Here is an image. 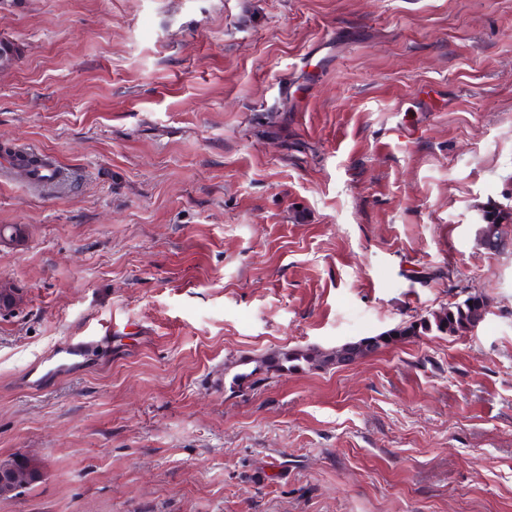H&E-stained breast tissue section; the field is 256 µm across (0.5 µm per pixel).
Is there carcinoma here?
Masks as SVG:
<instances>
[{"label":"carcinoma","mask_w":512,"mask_h":512,"mask_svg":"<svg viewBox=\"0 0 512 512\" xmlns=\"http://www.w3.org/2000/svg\"><path fill=\"white\" fill-rule=\"evenodd\" d=\"M512 222V209L494 207L486 211L485 221L479 225L477 236L481 244H489L492 238H499L498 224ZM486 299L477 293L469 294L458 302H452L440 309L432 311L414 320L406 321L396 328L378 336L364 337L354 342L346 343L335 350L324 353L316 350H288L278 355L260 360L249 372L238 373L233 377L232 386L238 391L253 390L265 381L256 377L257 372L264 374L292 371L301 368L305 363L310 368L322 369L339 365L348 361L362 359L381 348L402 341H410L431 333L465 336L483 320Z\"/></svg>","instance_id":"1"}]
</instances>
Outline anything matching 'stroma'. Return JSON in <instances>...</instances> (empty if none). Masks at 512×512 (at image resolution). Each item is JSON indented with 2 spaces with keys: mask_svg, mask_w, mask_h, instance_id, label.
Instances as JSON below:
<instances>
[{
  "mask_svg": "<svg viewBox=\"0 0 512 512\" xmlns=\"http://www.w3.org/2000/svg\"><path fill=\"white\" fill-rule=\"evenodd\" d=\"M1 37L0 459L44 477L0 512H512V0H6ZM463 290L474 333L229 389ZM502 221L512 222V209H506L502 207H493L491 210L486 211L485 221L483 224H478L477 236L479 241L483 245H489L491 238L501 240L508 246L512 245V238L508 234V237L502 232L500 227L501 235L498 230V224ZM89 342L88 337H86L84 339L77 340L75 343H67L63 348L65 356L58 361L53 372L58 375L67 373L69 369L77 364L83 357L84 349Z\"/></svg>",
  "mask_w": 512,
  "mask_h": 512,
  "instance_id": "35a3bbf8",
  "label": "stroma"
}]
</instances>
